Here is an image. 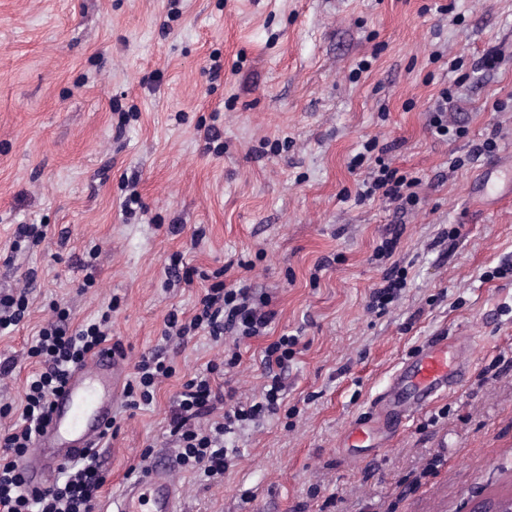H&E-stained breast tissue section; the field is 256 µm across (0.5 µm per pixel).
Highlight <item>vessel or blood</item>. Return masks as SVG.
<instances>
[{"mask_svg": "<svg viewBox=\"0 0 512 512\" xmlns=\"http://www.w3.org/2000/svg\"><path fill=\"white\" fill-rule=\"evenodd\" d=\"M460 349L455 337L435 336L404 358L372 408L370 430L381 433L391 423L406 425L419 410L460 385L466 376V367L457 358ZM124 375L123 358L108 347L75 369L54 399L49 424L27 454L25 481L30 488H47L61 464L98 446L103 429L112 423ZM178 498L170 468L154 462L126 484L115 501V512H141L145 505L150 512H176Z\"/></svg>", "mask_w": 512, "mask_h": 512, "instance_id": "b4317fda", "label": "vessel or blood"}]
</instances>
